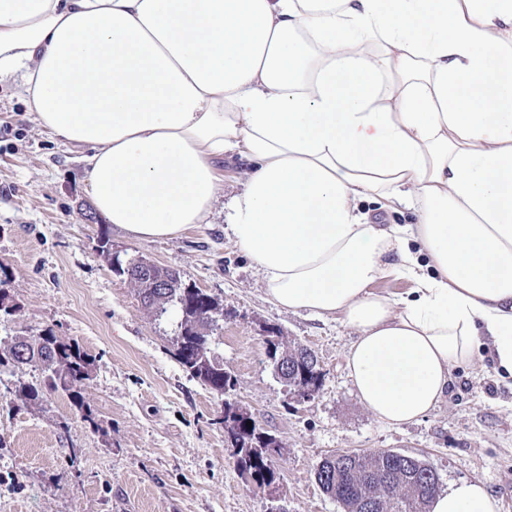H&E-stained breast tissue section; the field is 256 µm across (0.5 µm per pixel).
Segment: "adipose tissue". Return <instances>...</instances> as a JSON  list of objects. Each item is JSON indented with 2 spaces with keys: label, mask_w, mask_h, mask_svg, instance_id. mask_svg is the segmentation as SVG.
I'll use <instances>...</instances> for the list:
<instances>
[{
  "label": "adipose tissue",
  "mask_w": 512,
  "mask_h": 512,
  "mask_svg": "<svg viewBox=\"0 0 512 512\" xmlns=\"http://www.w3.org/2000/svg\"><path fill=\"white\" fill-rule=\"evenodd\" d=\"M0 76L88 148L93 206L130 237L225 208L277 306L355 331L381 424L435 408L482 339L512 375V0H0ZM391 275L411 291H372ZM429 509L498 503L463 480Z\"/></svg>",
  "instance_id": "obj_1"
}]
</instances>
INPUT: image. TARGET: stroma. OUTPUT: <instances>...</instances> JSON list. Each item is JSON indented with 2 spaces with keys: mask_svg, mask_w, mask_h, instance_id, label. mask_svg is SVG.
<instances>
[{
  "mask_svg": "<svg viewBox=\"0 0 512 512\" xmlns=\"http://www.w3.org/2000/svg\"><path fill=\"white\" fill-rule=\"evenodd\" d=\"M86 153L43 131L16 80L0 77V285L19 306L0 313V339L49 327L77 341L94 358L84 395L102 426L93 431L62 395L18 406L13 383L35 371H0V512H343L315 472L326 456L369 449L422 459L444 490L480 481L498 512H512L502 492L512 480V379L489 351L452 368L447 396L425 418L384 426L347 376L351 328L278 307L223 213L155 241L106 223L94 213ZM104 232L113 251L178 268L223 303L212 351L236 377L227 396L179 364L177 314H147L98 254ZM269 327L315 351L324 376L310 398L275 375L262 341ZM228 401L279 443L276 496L252 490L236 467L220 422Z\"/></svg>",
  "mask_w": 512,
  "mask_h": 512,
  "instance_id": "35a3bbf8",
  "label": "stroma"
}]
</instances>
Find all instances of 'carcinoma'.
Wrapping results in <instances>:
<instances>
[{"label": "carcinoma", "mask_w": 512, "mask_h": 512, "mask_svg": "<svg viewBox=\"0 0 512 512\" xmlns=\"http://www.w3.org/2000/svg\"><path fill=\"white\" fill-rule=\"evenodd\" d=\"M100 253L109 264L119 263L113 270L125 276L126 263H141L143 257L123 258L112 252L106 232L99 237ZM156 272L169 281L166 294L157 298L146 283L134 284L141 304L151 315L159 318L172 308L180 315L173 339L175 356L190 375L209 390L224 395L235 386L232 372L214 356L212 334L224 320V307L217 299L191 283L177 269L161 267ZM313 350L297 345L289 352L293 358L291 371L281 380L296 395L312 386L320 389L323 373L319 364L306 360ZM94 359L79 344L55 335L46 328L33 336H13L0 341V367L30 366L38 371L34 381L17 380L16 397L26 406L41 403L51 394L66 396L75 411L91 426H97L93 410L83 393L90 378ZM252 426L233 421L230 430L236 441L235 464L241 472L254 474L256 489L277 479L274 457L279 444L266 434L255 416ZM316 479L323 491L336 500L344 512H363L360 501L369 492L379 501L376 512H428L429 503L439 489L437 473L422 460L389 452L342 451L320 462Z\"/></svg>", "instance_id": "carcinoma-1"}]
</instances>
